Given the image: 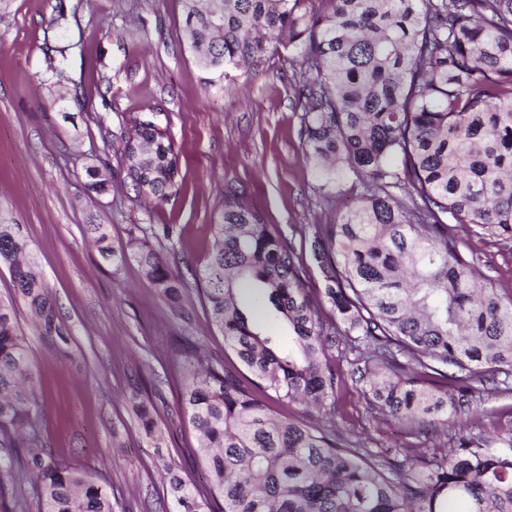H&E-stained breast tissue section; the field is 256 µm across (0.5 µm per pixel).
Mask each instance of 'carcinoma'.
<instances>
[{"mask_svg": "<svg viewBox=\"0 0 512 512\" xmlns=\"http://www.w3.org/2000/svg\"><path fill=\"white\" fill-rule=\"evenodd\" d=\"M189 46L206 68L240 69L288 39L304 47L303 157L325 196L349 180L359 205L336 224H311L323 287L305 285L303 256L235 194L212 225L200 271L211 324L239 365L182 340L188 381L181 409L197 434L208 484L170 481L179 512H512V422L494 447L472 435L416 456L374 454L336 433L341 393L360 384L370 407L426 438L480 420L509 390L512 297L475 276L454 232L474 224L512 238V0H189ZM125 152L142 193L165 199L178 156L151 119ZM88 187H111L107 168ZM102 255L138 263L148 284L179 302L183 279L141 247ZM0 263L15 296L0 300V440L29 430L25 468L38 512H113L106 487L38 438L36 366L16 326L23 301L44 334L66 341L19 227L0 218ZM284 322L292 347L264 335L241 307L245 293ZM347 359L348 369L332 360ZM312 405L308 422L271 407ZM158 438L154 407H133Z\"/></svg>", "mask_w": 512, "mask_h": 512, "instance_id": "cac0c4a2", "label": "carcinoma"}]
</instances>
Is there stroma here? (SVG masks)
<instances>
[{
    "label": "stroma",
    "mask_w": 512,
    "mask_h": 512,
    "mask_svg": "<svg viewBox=\"0 0 512 512\" xmlns=\"http://www.w3.org/2000/svg\"><path fill=\"white\" fill-rule=\"evenodd\" d=\"M186 14V0H11L0 12V215L19 225L71 332L61 343L19 309L42 393L39 439L105 483L113 512H177L166 496L169 468L191 486L206 483L191 454L195 432L178 410L181 340L235 359L195 276L213 250L225 194L241 193L289 240L357 205L349 185L324 196L303 159L300 48L278 46L245 70H207L189 48ZM149 114L179 156L178 184L162 201L136 189L124 155L127 129ZM92 164L110 171L109 192L88 189ZM92 224L108 225L114 247L146 243L178 267L181 312L136 262L105 260ZM456 233L479 273L512 296V239L470 225ZM148 399L158 443L132 411ZM336 425L378 453L428 449L351 386Z\"/></svg>",
    "instance_id": "1"
}]
</instances>
